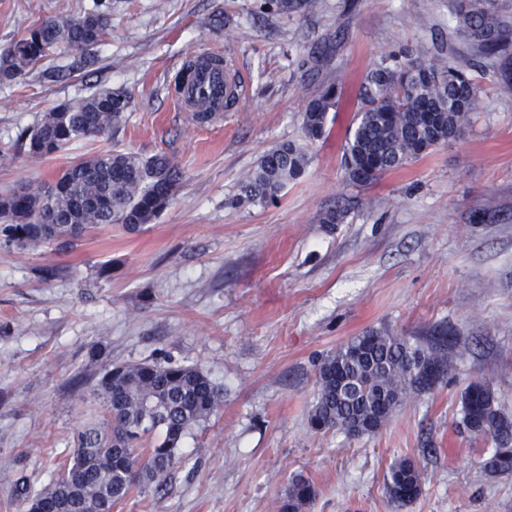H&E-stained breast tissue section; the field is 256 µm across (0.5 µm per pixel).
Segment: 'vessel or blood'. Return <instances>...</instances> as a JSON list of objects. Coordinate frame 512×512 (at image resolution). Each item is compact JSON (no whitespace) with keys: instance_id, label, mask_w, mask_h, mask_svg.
I'll return each instance as SVG.
<instances>
[{"instance_id":"1","label":"vessel or blood","mask_w":512,"mask_h":512,"mask_svg":"<svg viewBox=\"0 0 512 512\" xmlns=\"http://www.w3.org/2000/svg\"><path fill=\"white\" fill-rule=\"evenodd\" d=\"M241 95L242 88L230 70L221 63L201 59L176 98L184 111L206 112L217 118Z\"/></svg>"}]
</instances>
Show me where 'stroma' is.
Returning <instances> with one entry per match:
<instances>
[{
  "label": "stroma",
  "mask_w": 512,
  "mask_h": 512,
  "mask_svg": "<svg viewBox=\"0 0 512 512\" xmlns=\"http://www.w3.org/2000/svg\"><path fill=\"white\" fill-rule=\"evenodd\" d=\"M95 0H0V51L39 20ZM112 29L95 65L55 82L40 70L0 83V192L52 182L69 161L116 149L167 154L182 178L153 223L88 230L71 252L0 246V512H21L18 480L40 489L98 415V378L117 364L195 365L224 390L192 427L163 488L112 512H278L289 478L310 477L305 512H512V477L481 460L495 447L461 433L462 395L488 381L512 415V97L484 81L463 137L354 187L343 148L373 64L434 44L470 60L448 0H315L289 19L264 0H109ZM221 51L244 87L221 121L181 111L172 81L189 57ZM338 97L308 141L307 102ZM109 89L126 121L59 156L17 152V133L56 105ZM305 146V174L242 207L239 185L276 146ZM343 206L344 223H321ZM385 327L458 338L453 370L377 433L314 431L316 365L352 336ZM425 480L398 507L385 481L398 459Z\"/></svg>",
  "instance_id": "obj_1"
}]
</instances>
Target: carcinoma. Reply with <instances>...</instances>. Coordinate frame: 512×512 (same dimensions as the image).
Wrapping results in <instances>:
<instances>
[{"label":"carcinoma","instance_id":"obj_1","mask_svg":"<svg viewBox=\"0 0 512 512\" xmlns=\"http://www.w3.org/2000/svg\"><path fill=\"white\" fill-rule=\"evenodd\" d=\"M270 10L288 17L305 15L313 0H267ZM455 31L486 60L468 66L445 58L435 47L424 60L406 46L380 57L361 89L355 127L343 155L347 180L366 185L415 161L430 150L456 142L469 122L479 79L496 78V90L512 96V20L499 0H450ZM106 0L83 14L38 21L0 56V82L23 78L60 46L75 52L70 69L80 71L96 60L109 35ZM333 84L313 97L303 113L310 141L325 130L336 107ZM130 105L121 92H95L59 104L20 134L27 154L52 158L83 139L104 136L125 122ZM308 152L292 142L264 154L231 204L243 206L275 199L301 177ZM180 171L162 153L146 157L107 150L70 162L55 188L29 186L23 195H0V241L23 249L69 251L84 230L117 224L135 229L150 224L170 201ZM457 344L449 330L431 334L428 345L411 342L388 329L370 328L321 358L317 394L309 424L318 432L341 429L349 435L377 433L410 394L434 390L448 377V347ZM96 394L102 414L85 424L74 439L72 458L62 472L36 492L17 484L23 504L36 501L46 512H112L132 490L161 483L176 464L187 431L220 410L224 391L202 369L172 361L123 364L106 370ZM462 426L475 438L495 444L483 461L492 476L512 475V418L497 405L483 380L470 382L462 397ZM423 472L408 459L391 464L389 498L400 506L422 490ZM313 481L297 474L288 480L280 512H303L317 497Z\"/></svg>","mask_w":512,"mask_h":512}]
</instances>
